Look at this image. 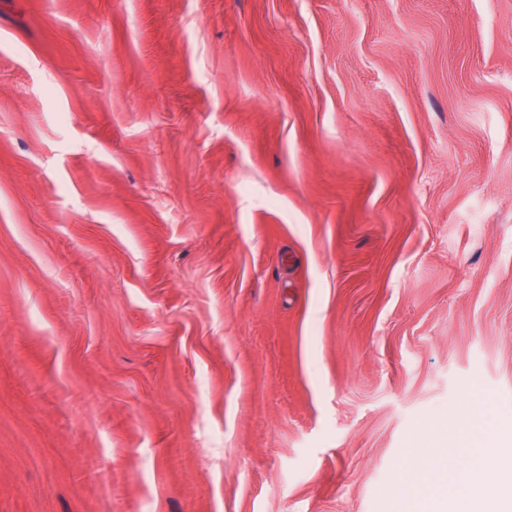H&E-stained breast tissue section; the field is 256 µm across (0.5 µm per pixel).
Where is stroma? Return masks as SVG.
<instances>
[{
  "label": "stroma",
  "mask_w": 512,
  "mask_h": 512,
  "mask_svg": "<svg viewBox=\"0 0 512 512\" xmlns=\"http://www.w3.org/2000/svg\"><path fill=\"white\" fill-rule=\"evenodd\" d=\"M512 421V0H0V512H429ZM460 445L457 434H448V438L438 439L430 442L429 446L421 448V456L425 458L426 462L433 468L439 469L447 473L448 470H453L455 473L461 474L467 471L466 467L457 464L456 459L447 457L445 449L448 447L457 448Z\"/></svg>",
  "instance_id": "35a3bbf8"
}]
</instances>
